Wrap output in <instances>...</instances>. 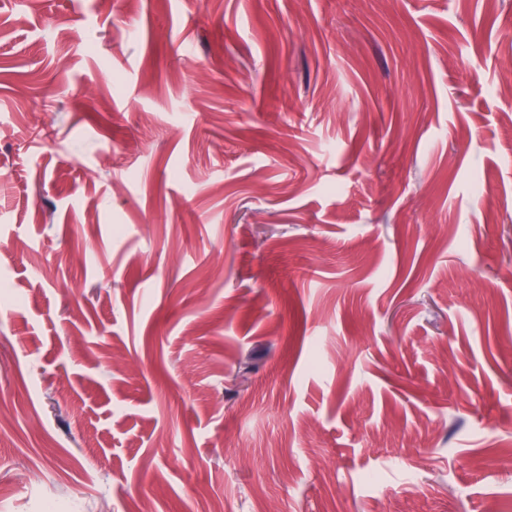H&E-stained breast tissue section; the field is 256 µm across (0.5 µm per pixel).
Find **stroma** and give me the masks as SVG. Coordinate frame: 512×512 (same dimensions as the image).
Segmentation results:
<instances>
[{
    "label": "stroma",
    "instance_id": "1",
    "mask_svg": "<svg viewBox=\"0 0 512 512\" xmlns=\"http://www.w3.org/2000/svg\"><path fill=\"white\" fill-rule=\"evenodd\" d=\"M509 28L0 0V512H512Z\"/></svg>",
    "mask_w": 512,
    "mask_h": 512
}]
</instances>
